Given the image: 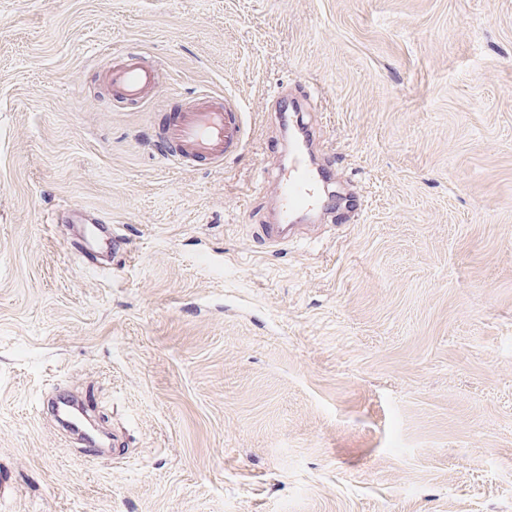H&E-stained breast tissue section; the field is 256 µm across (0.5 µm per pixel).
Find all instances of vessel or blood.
<instances>
[{
    "instance_id": "b4317fda",
    "label": "vessel or blood",
    "mask_w": 512,
    "mask_h": 512,
    "mask_svg": "<svg viewBox=\"0 0 512 512\" xmlns=\"http://www.w3.org/2000/svg\"><path fill=\"white\" fill-rule=\"evenodd\" d=\"M108 80L114 99L143 103L157 84V72L138 54L127 52L113 63L108 71ZM240 117L238 108L227 99L212 96L202 97L198 103L169 113L161 125L163 158L171 163L199 157L222 161L227 152L243 143ZM277 187L285 206V221L268 226L266 236L271 244L287 243V223L300 211L329 210L333 207L319 186L299 143L291 144L288 172L278 177ZM124 245L120 234L104 233L99 224L84 233L73 235L69 242L71 252L82 260L100 249L121 253Z\"/></svg>"
}]
</instances>
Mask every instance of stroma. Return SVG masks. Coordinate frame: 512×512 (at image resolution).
I'll use <instances>...</instances> for the list:
<instances>
[{
    "instance_id": "1",
    "label": "stroma",
    "mask_w": 512,
    "mask_h": 512,
    "mask_svg": "<svg viewBox=\"0 0 512 512\" xmlns=\"http://www.w3.org/2000/svg\"><path fill=\"white\" fill-rule=\"evenodd\" d=\"M204 95L244 145L171 165ZM289 120L340 203L271 248ZM0 512H512V0H0ZM123 57L108 71L112 98L120 101L144 103L157 84L154 66L142 61L134 52H122ZM103 229L108 231V235L105 237L102 236ZM124 245H126V241L120 234L112 233V227L109 224H98L93 227V230H85L84 234H74L69 242L71 252L89 268H104V266L87 260L92 252L103 248L108 253L112 251L115 256L125 252Z\"/></svg>"
}]
</instances>
